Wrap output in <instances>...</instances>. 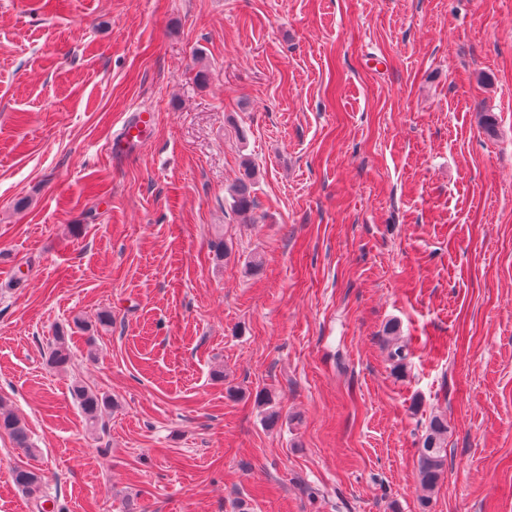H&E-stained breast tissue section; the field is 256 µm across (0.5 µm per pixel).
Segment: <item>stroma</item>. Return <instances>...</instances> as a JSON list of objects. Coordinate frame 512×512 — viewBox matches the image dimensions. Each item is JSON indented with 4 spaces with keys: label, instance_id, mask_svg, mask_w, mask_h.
I'll return each mask as SVG.
<instances>
[{
    "label": "stroma",
    "instance_id": "stroma-1",
    "mask_svg": "<svg viewBox=\"0 0 512 512\" xmlns=\"http://www.w3.org/2000/svg\"><path fill=\"white\" fill-rule=\"evenodd\" d=\"M0 400V512H512V0H0ZM152 114L146 111H139L127 122L121 131L120 139L112 142V152L121 154L126 148L142 143L147 130L151 126ZM241 166L243 174L234 188L232 208L236 213L246 214L254 206V199L251 196V185L256 176V166L251 160L243 161ZM66 337L63 331L58 332L49 346L48 363L52 368L57 370H65L68 368L71 361L70 349ZM72 391L85 417L87 426L92 431L96 430L102 408L109 404L107 397L79 382L74 383ZM0 431L8 433L18 448L31 451L28 430L23 421L0 400ZM448 423L439 416L431 418L419 450L418 476L426 501L434 492L444 474L447 457Z\"/></svg>",
    "mask_w": 512,
    "mask_h": 512
}]
</instances>
